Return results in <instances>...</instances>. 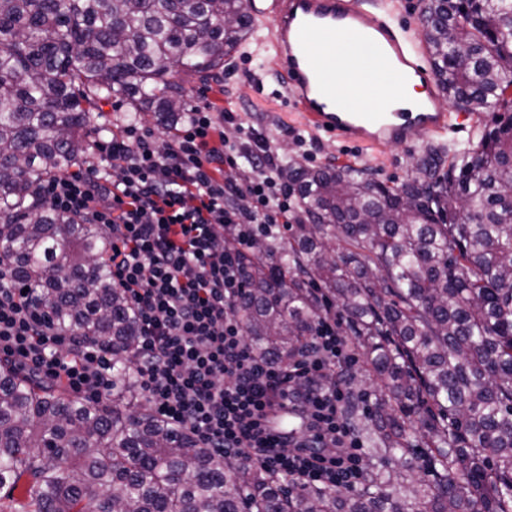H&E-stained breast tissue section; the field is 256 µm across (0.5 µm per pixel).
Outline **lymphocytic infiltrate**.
Wrapping results in <instances>:
<instances>
[{"label":"lymphocytic infiltrate","mask_w":512,"mask_h":512,"mask_svg":"<svg viewBox=\"0 0 512 512\" xmlns=\"http://www.w3.org/2000/svg\"><path fill=\"white\" fill-rule=\"evenodd\" d=\"M189 108L164 144L136 121L94 141L88 161L41 194L111 236L112 285L136 316L134 370L157 415L218 454L305 486L356 489L362 442L337 374L357 359L335 314L319 319L314 352L285 369L252 353L233 312L243 252L297 207L279 154L251 129L254 148L241 153L224 132L232 113ZM0 361L94 404L112 397L111 349L59 330L4 271Z\"/></svg>","instance_id":"f902f5d3"}]
</instances>
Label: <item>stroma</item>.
Listing matches in <instances>:
<instances>
[{
  "label": "stroma",
  "instance_id": "35a3bbf8",
  "mask_svg": "<svg viewBox=\"0 0 512 512\" xmlns=\"http://www.w3.org/2000/svg\"><path fill=\"white\" fill-rule=\"evenodd\" d=\"M261 30H252L247 40L224 59V73L209 84H200L185 74L174 79L183 84L196 101L211 104L215 111H232L235 124L225 125L228 136H235L236 126L252 128L268 138L281 156H297L311 166L328 163L351 164L369 169L380 181L399 184L414 173V164L427 145L456 150L477 143L485 125L494 115L452 111L446 133L423 134L408 146L389 145L376 148L343 143L308 128L293 116L283 92L287 77L272 61L273 52L262 45Z\"/></svg>",
  "mask_w": 512,
  "mask_h": 512
}]
</instances>
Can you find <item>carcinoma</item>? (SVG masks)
Segmentation results:
<instances>
[{
    "mask_svg": "<svg viewBox=\"0 0 512 512\" xmlns=\"http://www.w3.org/2000/svg\"><path fill=\"white\" fill-rule=\"evenodd\" d=\"M421 25L454 107L512 109V0H423ZM250 30L245 0H0V258L55 326L112 346L103 404L0 368V489L25 487L0 512H512V117L462 152L426 149L396 187L289 157L291 237L245 257L252 350L312 352L316 291L333 297L379 386L362 431L402 469L366 471L352 496L301 486L200 447L141 394L110 239L40 185L85 163L104 101L184 122L167 76L219 77Z\"/></svg>",
    "mask_w": 512,
    "mask_h": 512,
    "instance_id": "obj_1",
    "label": "carcinoma"
}]
</instances>
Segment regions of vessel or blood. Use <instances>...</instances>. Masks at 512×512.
Returning a JSON list of instances; mask_svg holds the SVG:
<instances>
[{
	"label": "vessel or blood",
	"mask_w": 512,
	"mask_h": 512,
	"mask_svg": "<svg viewBox=\"0 0 512 512\" xmlns=\"http://www.w3.org/2000/svg\"><path fill=\"white\" fill-rule=\"evenodd\" d=\"M268 41L285 71L292 104L309 128L369 146L412 144L418 131H445L450 115L432 92V73L404 31L360 0H265ZM426 86L413 108H399L414 83ZM372 95L375 104L359 109Z\"/></svg>",
	"instance_id": "1"
}]
</instances>
